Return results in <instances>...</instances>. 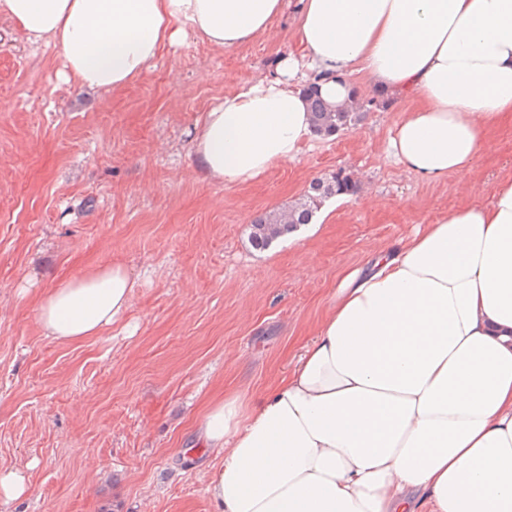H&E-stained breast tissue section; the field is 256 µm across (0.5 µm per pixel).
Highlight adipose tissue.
I'll return each mask as SVG.
<instances>
[{"label":"adipose tissue","instance_id":"adipose-tissue-1","mask_svg":"<svg viewBox=\"0 0 512 512\" xmlns=\"http://www.w3.org/2000/svg\"><path fill=\"white\" fill-rule=\"evenodd\" d=\"M300 54L206 112L192 154L208 179L245 184L312 135L305 85L339 105L353 74L409 103L387 159L435 182L473 170L512 113V0H299ZM285 0H0L29 40L58 47L62 78L111 92L194 37L265 35ZM122 265L41 291L44 335L73 343L126 313ZM219 457L215 512H512V176L346 274L288 374L196 423Z\"/></svg>","mask_w":512,"mask_h":512}]
</instances>
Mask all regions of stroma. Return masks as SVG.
<instances>
[{"instance_id":"obj_1","label":"stroma","mask_w":512,"mask_h":512,"mask_svg":"<svg viewBox=\"0 0 512 512\" xmlns=\"http://www.w3.org/2000/svg\"><path fill=\"white\" fill-rule=\"evenodd\" d=\"M298 0L269 35L233 49L192 40L108 93L63 82L58 48L31 49L0 17V472L28 492L0 512H214L206 403L260 392L292 365L344 273L512 175V121L486 136L473 172L430 184L383 160L400 106L313 137L295 161L246 185L207 180L197 121L235 81L294 52ZM345 171L358 183L319 229L265 250V212ZM109 264L139 285L124 318L74 343L46 338L39 292Z\"/></svg>"}]
</instances>
